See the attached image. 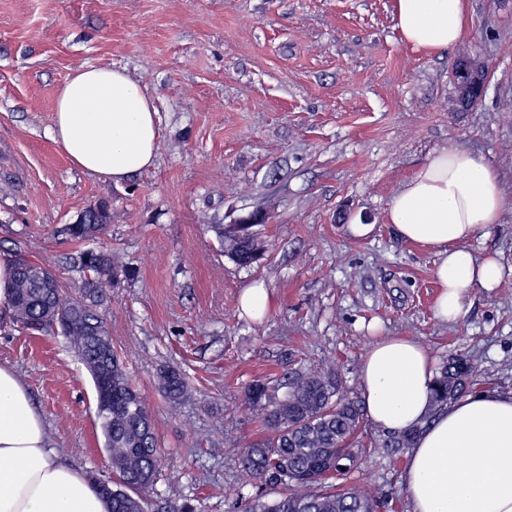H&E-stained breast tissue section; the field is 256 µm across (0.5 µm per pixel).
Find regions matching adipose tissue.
Instances as JSON below:
<instances>
[{
    "label": "adipose tissue",
    "instance_id": "adipose-tissue-1",
    "mask_svg": "<svg viewBox=\"0 0 512 512\" xmlns=\"http://www.w3.org/2000/svg\"><path fill=\"white\" fill-rule=\"evenodd\" d=\"M395 13L404 41L415 48H449L461 36L463 0H396ZM155 116L142 86L123 71L82 67L58 92L52 138L75 167L119 184L153 165ZM503 206L496 171L459 148L437 151L392 197L389 222L438 254L440 321L459 320L475 289L501 281L502 265L476 258L469 244L489 235ZM359 377L365 413L379 429L425 427L403 475L412 512H512V395L477 394L425 423L430 358L419 342L397 337L367 350ZM0 512H107L89 477L50 447L42 415L6 367H0Z\"/></svg>",
    "mask_w": 512,
    "mask_h": 512
}]
</instances>
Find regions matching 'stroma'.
<instances>
[{
    "label": "stroma",
    "mask_w": 512,
    "mask_h": 512,
    "mask_svg": "<svg viewBox=\"0 0 512 512\" xmlns=\"http://www.w3.org/2000/svg\"><path fill=\"white\" fill-rule=\"evenodd\" d=\"M465 8L459 44L428 53L403 42L394 0H0V259L31 250L78 286L63 229L109 199L106 234L81 247L119 260L102 312L157 428L149 512L279 499L282 486L240 479V452L262 429L248 386L277 375L281 399L285 373L331 366L361 400L360 361L383 336L418 341L437 366L467 357L472 393L512 394V0ZM464 47L486 85L457 112ZM85 66L122 70L153 100L157 157L129 182L76 169L52 139L57 92ZM447 147L483 156L505 196L498 224L469 245L503 278L454 323L434 315L436 251L387 221L394 194ZM258 209L263 256L246 268L207 227ZM256 282L269 293L260 321L240 307ZM0 366L26 386L51 448L108 475L94 384L65 337L0 321ZM168 366L188 383L178 404L158 385ZM408 459L375 454L343 483L370 489L378 512H411Z\"/></svg>",
    "instance_id": "1"
}]
</instances>
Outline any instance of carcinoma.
Returning a JSON list of instances; mask_svg holds the SVG:
<instances>
[{"label": "carcinoma", "mask_w": 512, "mask_h": 512, "mask_svg": "<svg viewBox=\"0 0 512 512\" xmlns=\"http://www.w3.org/2000/svg\"><path fill=\"white\" fill-rule=\"evenodd\" d=\"M110 221L106 199L84 211L65 227L69 239L80 244L103 234ZM224 243V254L247 267L260 258L250 224L207 225ZM74 266L84 272L77 288H68L52 270L27 255L12 261L10 288L12 322L20 330L39 335L57 330L93 378L98 397L97 415L108 448L112 478L92 477L108 503V512H145L146 495L154 485L160 448L155 423L140 390L133 384L112 348V338L98 307L118 265L110 253L79 251ZM475 367L462 357L448 359L435 377L433 401L448 406L466 392ZM159 382L167 399L177 403L187 396L182 372L168 367ZM266 379L248 387L249 403L260 412L265 434L240 453L243 478L284 486L282 496L266 503L261 498L247 512H376L375 497L364 487L334 483L344 471L381 448L396 453L411 448L419 430L383 432L365 446L359 440L361 411L344 397L336 371L330 367L294 371L288 376V394L273 397Z\"/></svg>", "instance_id": "obj_1"}]
</instances>
